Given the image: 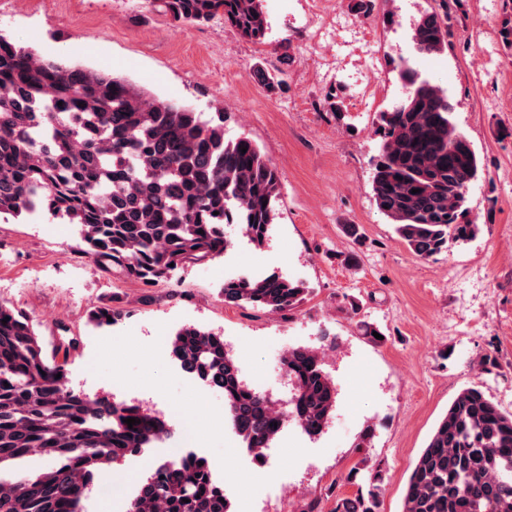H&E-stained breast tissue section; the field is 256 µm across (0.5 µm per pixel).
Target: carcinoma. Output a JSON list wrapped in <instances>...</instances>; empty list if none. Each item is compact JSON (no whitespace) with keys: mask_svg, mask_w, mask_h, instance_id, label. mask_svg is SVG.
I'll return each mask as SVG.
<instances>
[{"mask_svg":"<svg viewBox=\"0 0 512 512\" xmlns=\"http://www.w3.org/2000/svg\"><path fill=\"white\" fill-rule=\"evenodd\" d=\"M155 2L176 21L202 24L221 15L254 43L266 35L262 0ZM448 3L439 0V10L414 24L418 53L448 47ZM400 72L410 90L380 113L372 193L398 240L427 259L480 232L467 191L483 166L453 123L444 90L419 78L407 60ZM280 182L252 140L224 139V113L204 121L183 103L45 60L0 36V216L43 208L79 225L78 252L102 272L147 287L168 281L179 267L222 255L230 246L224 225L234 221L263 246ZM307 293L275 272L224 282L226 306L272 314L296 309ZM123 317L108 305L89 313L98 326ZM171 348L184 372L224 393L235 433L265 456L282 431V409L244 382L224 337L186 326ZM61 353L48 354L28 317L0 304V512H81L96 473L169 433L164 417L140 405L68 388ZM281 364L294 384L288 418L309 436L321 434L338 397L323 347H291ZM126 418L137 420L133 428ZM33 455L47 460L42 471L11 473ZM364 468L366 481L351 495L336 493L331 512H381L382 463L364 456L346 480L355 482ZM130 512H230V500L195 457L156 465ZM401 512H512V412L479 386L461 390L412 469Z\"/></svg>","mask_w":512,"mask_h":512,"instance_id":"obj_1","label":"carcinoma"}]
</instances>
